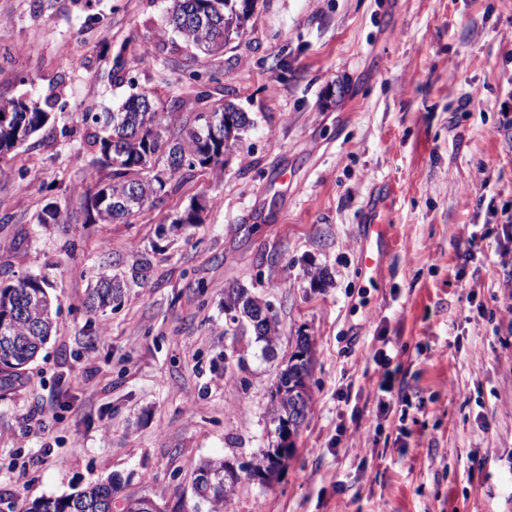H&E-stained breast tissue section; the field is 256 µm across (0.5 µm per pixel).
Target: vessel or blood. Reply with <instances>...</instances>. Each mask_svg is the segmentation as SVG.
I'll return each mask as SVG.
<instances>
[{
  "label": "vessel or blood",
  "mask_w": 512,
  "mask_h": 512,
  "mask_svg": "<svg viewBox=\"0 0 512 512\" xmlns=\"http://www.w3.org/2000/svg\"><path fill=\"white\" fill-rule=\"evenodd\" d=\"M393 201V194L383 189L367 203L365 220L359 226L360 267L365 276L380 273L393 246L395 226L390 218Z\"/></svg>",
  "instance_id": "b4317fda"
}]
</instances>
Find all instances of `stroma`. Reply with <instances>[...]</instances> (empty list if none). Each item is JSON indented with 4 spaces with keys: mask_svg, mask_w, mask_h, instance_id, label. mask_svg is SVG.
Masks as SVG:
<instances>
[{
    "mask_svg": "<svg viewBox=\"0 0 512 512\" xmlns=\"http://www.w3.org/2000/svg\"><path fill=\"white\" fill-rule=\"evenodd\" d=\"M169 5L56 0L44 19L0 0V95L52 101L58 128L0 157V268L45 275L59 306L25 375L0 383V512L112 477L209 512L194 468L268 447L271 386L301 334L313 370L294 453L270 483L241 481L224 512H512V265L499 262L512 231L498 217L512 212V0H256L246 33L198 61L166 31ZM104 36L124 50L116 82ZM194 70L215 72L213 99L255 122L222 173L131 224H35L47 198L84 189L79 113L140 92L196 111ZM380 184L395 191L396 233L371 279L357 229ZM201 196L202 223L160 235ZM104 245L123 265L148 255L152 271L94 315ZM237 285L277 316L274 357L229 335ZM381 350L403 395L386 414Z\"/></svg>",
    "mask_w": 512,
    "mask_h": 512,
    "instance_id": "obj_1",
    "label": "stroma"
}]
</instances>
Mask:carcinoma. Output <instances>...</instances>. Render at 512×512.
<instances>
[{
	"label": "carcinoma",
	"instance_id": "cac0c4a2",
	"mask_svg": "<svg viewBox=\"0 0 512 512\" xmlns=\"http://www.w3.org/2000/svg\"><path fill=\"white\" fill-rule=\"evenodd\" d=\"M255 0H172L166 29L185 47L205 56L224 51L230 41L246 33ZM175 100L167 106L146 93L131 95L117 112H82L77 119L93 129L87 188L77 195L79 209L92 224H130L151 201L179 191L199 170L220 173L224 155L238 148L254 122L232 102L191 112L175 123ZM55 118L35 100L0 97V155L27 143L38 132L51 137ZM108 171L106 177L100 172ZM204 207L190 204L169 224L180 231L201 222ZM35 223L47 227L69 223L68 210L56 202L45 204ZM151 260L142 255L120 273H103L90 286L86 306L91 313L117 309L134 286L150 278ZM45 276L27 274L0 282V374H22L50 338L57 312ZM224 312L262 344L275 351L279 322L269 306L249 289H224ZM312 343L296 338L294 351L277 374L270 392V422L278 442L238 465L224 458L203 460L193 471V494L206 500L212 512H224V502L241 479L268 483L293 452V437L305 420L298 401L309 396ZM152 501L146 494L125 495L121 480L111 478L58 499H37L25 512H130L133 502Z\"/></svg>",
	"mask_w": 512,
	"mask_h": 512
}]
</instances>
